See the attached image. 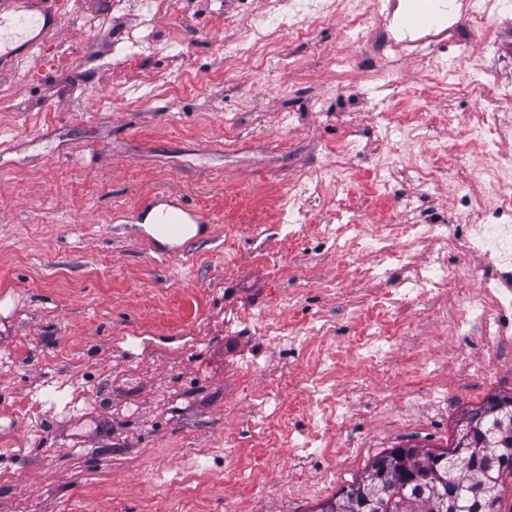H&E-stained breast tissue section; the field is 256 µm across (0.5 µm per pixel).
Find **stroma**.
I'll list each match as a JSON object with an SVG mask.
<instances>
[{"mask_svg":"<svg viewBox=\"0 0 512 512\" xmlns=\"http://www.w3.org/2000/svg\"><path fill=\"white\" fill-rule=\"evenodd\" d=\"M274 2L168 0L148 23L143 0H100L102 22L90 0H36L50 18L29 32L42 53L0 68V300L13 301L0 316V512H225L229 496L255 512H313L381 450L448 447L467 409L512 393V351L476 376L481 330H455L474 274L512 289V266L462 246L460 192L481 193L479 161L461 151L439 160L435 181L413 177L426 142L378 123L395 108L454 138L480 109L472 87L489 68L495 108L512 117V0L450 13L449 34L422 45L399 25L407 0L383 11L328 0L331 21L301 36L279 32ZM252 20L276 44L243 58ZM387 35L404 45L392 58ZM306 174L316 189L295 191ZM163 201L206 214L205 233L158 246L140 224ZM341 224L365 236L447 225L448 263L463 269L447 294L383 321L398 346L395 376L375 381L392 391L382 409L353 390L348 352L403 273L367 278L379 256L327 248ZM247 313L300 344L262 341L236 323ZM312 321L320 335L302 340ZM338 352L326 384L348 417L336 434L363 449L327 481L297 449L310 425L291 392ZM274 381L292 445L262 466L250 401ZM439 386L452 400L435 414ZM228 467L238 483L225 484Z\"/></svg>","mask_w":512,"mask_h":512,"instance_id":"obj_1","label":"stroma"}]
</instances>
